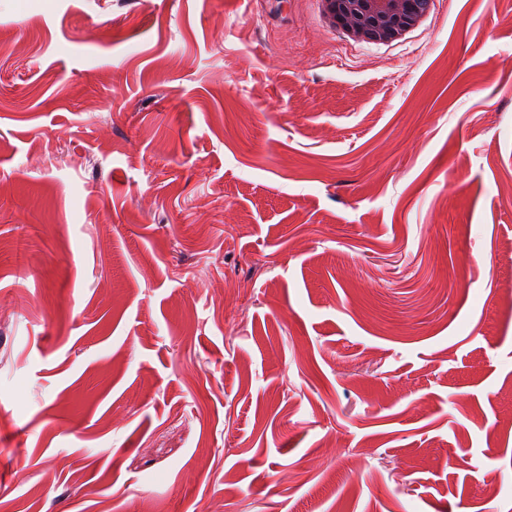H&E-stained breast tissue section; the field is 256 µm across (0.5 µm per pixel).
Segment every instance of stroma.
Returning <instances> with one entry per match:
<instances>
[{"mask_svg":"<svg viewBox=\"0 0 512 512\" xmlns=\"http://www.w3.org/2000/svg\"><path fill=\"white\" fill-rule=\"evenodd\" d=\"M0 472V512H512V0L390 44L0 0Z\"/></svg>","mask_w":512,"mask_h":512,"instance_id":"obj_1","label":"stroma"}]
</instances>
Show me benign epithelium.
<instances>
[{"mask_svg": "<svg viewBox=\"0 0 512 512\" xmlns=\"http://www.w3.org/2000/svg\"><path fill=\"white\" fill-rule=\"evenodd\" d=\"M328 22L351 38L390 43L418 26L427 15L417 0H321Z\"/></svg>", "mask_w": 512, "mask_h": 512, "instance_id": "1", "label": "benign epithelium"}]
</instances>
